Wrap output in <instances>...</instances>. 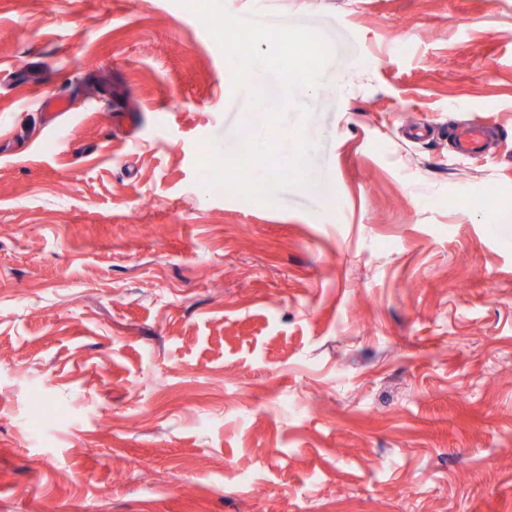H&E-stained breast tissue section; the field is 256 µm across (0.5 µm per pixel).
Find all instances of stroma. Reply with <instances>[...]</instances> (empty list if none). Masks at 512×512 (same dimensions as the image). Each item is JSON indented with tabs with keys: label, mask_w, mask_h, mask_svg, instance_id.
Segmentation results:
<instances>
[{
	"label": "stroma",
	"mask_w": 512,
	"mask_h": 512,
	"mask_svg": "<svg viewBox=\"0 0 512 512\" xmlns=\"http://www.w3.org/2000/svg\"><path fill=\"white\" fill-rule=\"evenodd\" d=\"M223 6L336 50L272 205L191 11L0 0V512H512V0ZM490 129L480 122L465 123L459 128H452V148L456 157L468 159L483 152L489 140Z\"/></svg>",
	"instance_id": "1"
}]
</instances>
